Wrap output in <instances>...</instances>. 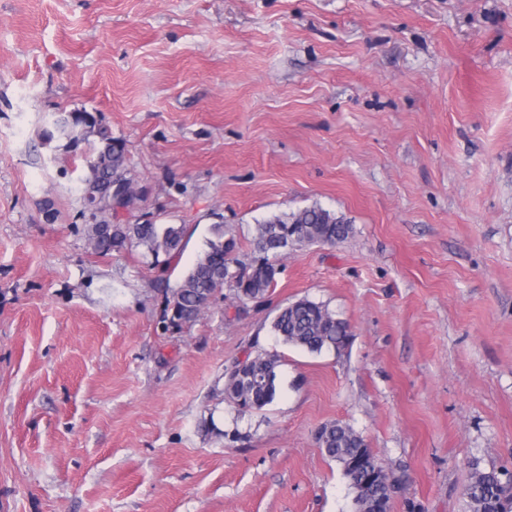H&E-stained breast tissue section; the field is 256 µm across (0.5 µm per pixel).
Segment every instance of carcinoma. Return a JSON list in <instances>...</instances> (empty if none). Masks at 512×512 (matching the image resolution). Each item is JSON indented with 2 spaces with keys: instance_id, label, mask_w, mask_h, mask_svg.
<instances>
[{
  "instance_id": "cac0c4a2",
  "label": "carcinoma",
  "mask_w": 512,
  "mask_h": 512,
  "mask_svg": "<svg viewBox=\"0 0 512 512\" xmlns=\"http://www.w3.org/2000/svg\"><path fill=\"white\" fill-rule=\"evenodd\" d=\"M41 139L48 144L65 139L77 149L87 147L88 168L100 182L98 191L114 183L133 185L128 176L125 148L101 125L99 116L86 111L63 112L46 125ZM91 208L94 223L87 225V236L95 253H112L141 248L152 257V264L168 270L180 254L187 233L184 224H156L149 220L130 223L117 219L112 203L93 195H83ZM290 230L291 247L334 245L353 232L343 217L317 204L291 212L274 214L255 228L253 251L247 260L239 258L242 248L233 236L225 237L224 225H217V237L206 242V249L187 274L173 287L165 288L164 323L181 328L199 316L201 297L215 296L224 286L234 289L241 302L265 298L281 273L279 257L288 252L281 245L284 230ZM164 260H159L160 256ZM272 331L284 344L310 354L344 351L351 340L349 324L334 314L323 302L299 299L280 308L273 319ZM253 375L224 388L227 398L239 410L261 408L277 395L278 356L258 352L248 356ZM323 454L340 467L353 491L354 512H389L393 494L400 489V479L387 471L364 438L349 425L330 422L316 433ZM469 512H512V474L471 464L465 488Z\"/></svg>"
}]
</instances>
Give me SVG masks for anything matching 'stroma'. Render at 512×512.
Here are the masks:
<instances>
[{
	"label": "stroma",
	"instance_id": "stroma-1",
	"mask_svg": "<svg viewBox=\"0 0 512 512\" xmlns=\"http://www.w3.org/2000/svg\"><path fill=\"white\" fill-rule=\"evenodd\" d=\"M78 109L133 219L186 225L169 272L92 252L85 152L40 137ZM313 204L350 237L163 331L214 225L246 247ZM302 297L344 352L274 335ZM257 351L277 396L241 412L224 376ZM333 421L400 477L391 512L512 471V0H0V512H352Z\"/></svg>",
	"mask_w": 512,
	"mask_h": 512
}]
</instances>
